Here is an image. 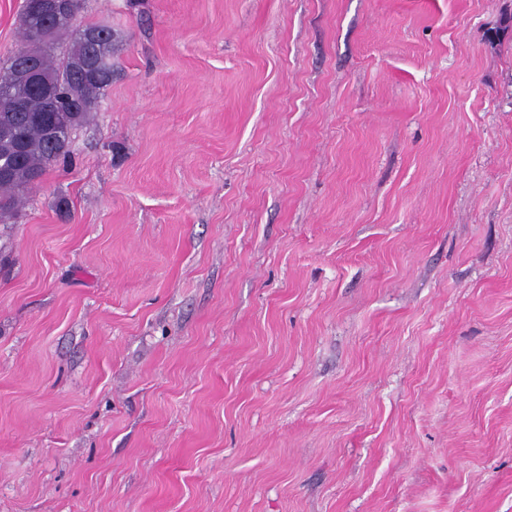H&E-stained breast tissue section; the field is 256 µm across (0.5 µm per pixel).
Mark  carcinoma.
<instances>
[{
  "instance_id": "obj_1",
  "label": "carcinoma",
  "mask_w": 512,
  "mask_h": 512,
  "mask_svg": "<svg viewBox=\"0 0 512 512\" xmlns=\"http://www.w3.org/2000/svg\"><path fill=\"white\" fill-rule=\"evenodd\" d=\"M30 0H23L21 34L24 44L41 19L30 12ZM91 25L78 26L66 19L53 24L49 36L36 45L38 63L47 85L33 91L18 84V68L27 57L17 51L11 63L0 68V167L9 168L6 180H0V223H5L17 208L23 194L29 191L33 177L42 175L52 164L69 156L72 131L83 124L99 105L104 91L112 85L118 40L112 28L104 25L101 37L90 42L85 32ZM73 32L71 42L60 55H55L60 37ZM72 76L81 88L82 108L77 112H51L48 102L58 96L62 88L54 84L56 76ZM14 98L22 99L24 111L6 112L4 108ZM61 133L56 143H51L48 128Z\"/></svg>"
}]
</instances>
